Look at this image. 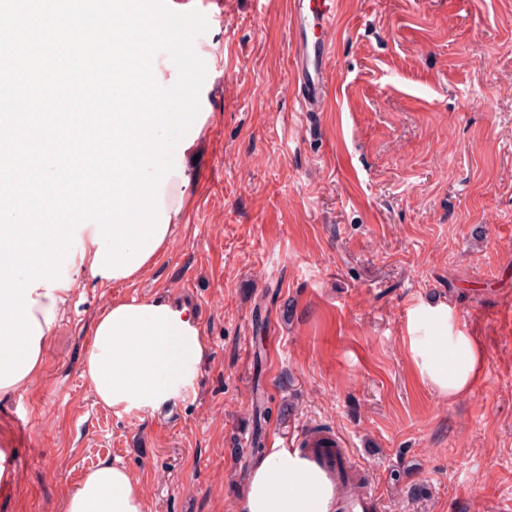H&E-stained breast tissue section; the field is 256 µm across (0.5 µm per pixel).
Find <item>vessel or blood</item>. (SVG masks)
Here are the masks:
<instances>
[{
  "label": "vessel or blood",
  "mask_w": 512,
  "mask_h": 512,
  "mask_svg": "<svg viewBox=\"0 0 512 512\" xmlns=\"http://www.w3.org/2000/svg\"><path fill=\"white\" fill-rule=\"evenodd\" d=\"M337 11L338 0H289L288 17L294 33L293 92L301 111L326 109L330 83L327 60ZM289 454L294 474L315 477L327 512H379V497L372 490L358 492L347 487L349 476L362 466L335 434L300 433Z\"/></svg>",
  "instance_id": "1"
}]
</instances>
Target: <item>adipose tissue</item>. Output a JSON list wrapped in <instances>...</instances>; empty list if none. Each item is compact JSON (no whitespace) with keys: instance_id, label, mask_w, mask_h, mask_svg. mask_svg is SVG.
<instances>
[{"instance_id":"ef3b65f1","label":"adipose tissue","mask_w":512,"mask_h":512,"mask_svg":"<svg viewBox=\"0 0 512 512\" xmlns=\"http://www.w3.org/2000/svg\"><path fill=\"white\" fill-rule=\"evenodd\" d=\"M94 233L91 225L80 232L82 244L68 265V286L55 290L41 286L32 294L31 312L43 340L53 336L66 300L78 289L81 276L91 270L97 251ZM431 318L438 326L435 350L422 351L417 338L409 340L416 366L439 393L461 397L482 376L484 348L475 337L452 335L447 314L419 311L412 321ZM91 336L81 375L97 403L111 410H148L172 398L205 352L199 327L186 310L159 298L109 302L95 319ZM289 465L290 455L284 448H271L258 456L238 512H326L308 481L285 482ZM65 512H144L142 490L126 467L105 460L69 492Z\"/></svg>"}]
</instances>
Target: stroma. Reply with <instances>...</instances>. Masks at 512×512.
I'll return each mask as SVG.
<instances>
[{
    "label": "stroma",
    "mask_w": 512,
    "mask_h": 512,
    "mask_svg": "<svg viewBox=\"0 0 512 512\" xmlns=\"http://www.w3.org/2000/svg\"><path fill=\"white\" fill-rule=\"evenodd\" d=\"M201 37L209 119L167 252L133 283L85 278L42 374L0 399L16 461L0 512H64L102 460L145 512H236L253 454L337 431L380 512L512 502V0H341L324 112H302L287 0H220ZM165 296L206 354L155 410H109L81 376L111 300ZM443 307L485 350L457 399L422 382L414 309Z\"/></svg>",
    "instance_id": "1"
}]
</instances>
